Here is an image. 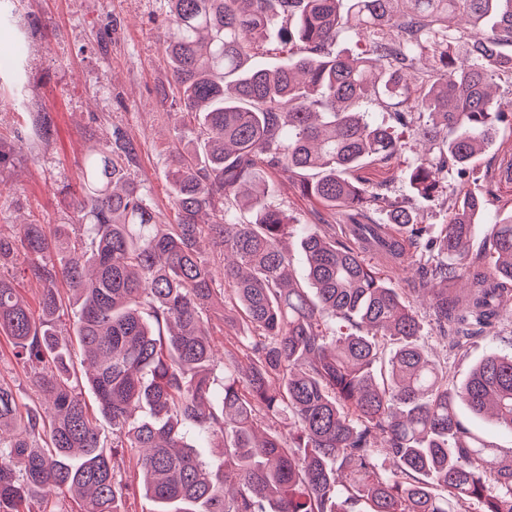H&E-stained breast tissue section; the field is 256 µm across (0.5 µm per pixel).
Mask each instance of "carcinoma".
<instances>
[{"label":"carcinoma","instance_id":"1","mask_svg":"<svg viewBox=\"0 0 512 512\" xmlns=\"http://www.w3.org/2000/svg\"><path fill=\"white\" fill-rule=\"evenodd\" d=\"M178 140L166 180L176 212L160 224L145 190L124 173L130 142L88 158L72 199L87 240L42 224L0 234V267L18 250L39 259L45 285L34 319L0 277V332L48 408L34 411L0 383V512H121L141 495L148 512H512V457L471 434L462 401L512 430V355L489 356L459 387L416 342L414 307L365 253L412 260L411 292H431L441 336L492 325L512 296V216L494 222L490 248L466 245L485 200L450 188L512 109L491 96L512 81V0H166ZM276 33L288 57H252ZM365 43L339 55L336 40ZM374 102L435 151L409 175L416 197L452 189L454 214L426 238L411 201L354 183L361 164L400 151L391 127L368 119ZM299 177L300 195L351 223L293 224L268 199L267 178ZM298 236L309 287L290 271ZM208 242L229 257L222 269ZM89 370L80 382L58 323L68 306ZM463 280L467 294L448 284ZM230 305L251 328L216 358L207 312ZM346 331L336 333V324ZM396 344L385 352V344ZM112 426L104 448L82 388ZM288 426L283 432L273 424ZM217 442L203 460L190 439ZM137 459L139 482L124 478Z\"/></svg>","mask_w":512,"mask_h":512}]
</instances>
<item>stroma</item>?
I'll return each mask as SVG.
<instances>
[{
  "instance_id": "1",
  "label": "stroma",
  "mask_w": 512,
  "mask_h": 512,
  "mask_svg": "<svg viewBox=\"0 0 512 512\" xmlns=\"http://www.w3.org/2000/svg\"><path fill=\"white\" fill-rule=\"evenodd\" d=\"M13 22L5 31L24 44L22 58L0 68V232L17 233L20 225L42 224L54 230L75 223L64 191H77L86 157L112 140L113 129L126 132L134 147L128 171L147 191L161 223L175 211L165 178L176 144V115L167 94L169 70L162 47L164 0H6ZM51 119L48 138L34 135L36 113ZM425 152L412 131L388 162H366L350 178L364 186L386 183L390 196L407 199L413 192L408 175ZM512 157V126H502L486 150L469 166L466 189L487 199L483 224L469 245L483 250L492 220L512 214V185L500 170ZM269 200L301 224H344L345 213H332L303 198L292 179L274 176ZM423 326L421 341L448 366L451 385L462 386L486 357L512 354V302L495 326L474 337L466 350L448 346L434 335L428 305L415 299ZM459 421L489 445L512 451V432L487 415L457 407Z\"/></svg>"
}]
</instances>
